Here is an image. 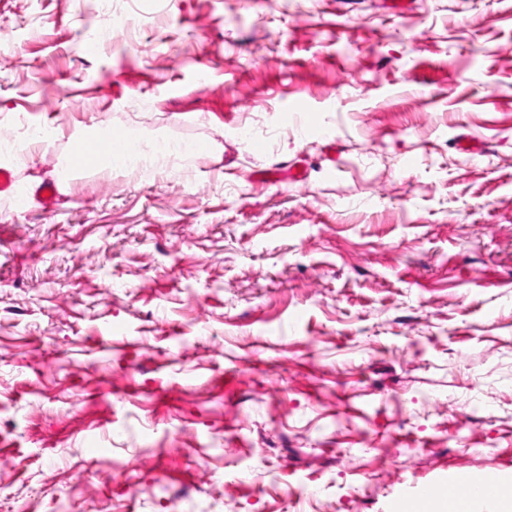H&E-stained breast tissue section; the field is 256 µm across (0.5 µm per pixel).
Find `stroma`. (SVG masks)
<instances>
[{
	"label": "stroma",
	"instance_id": "obj_1",
	"mask_svg": "<svg viewBox=\"0 0 512 512\" xmlns=\"http://www.w3.org/2000/svg\"><path fill=\"white\" fill-rule=\"evenodd\" d=\"M121 8L110 40L95 0H0V130L53 132L0 156V512L512 480V0ZM92 123L211 151L66 172Z\"/></svg>",
	"mask_w": 512,
	"mask_h": 512
}]
</instances>
